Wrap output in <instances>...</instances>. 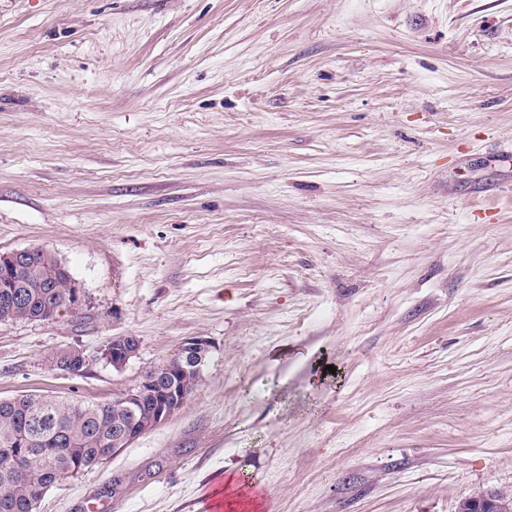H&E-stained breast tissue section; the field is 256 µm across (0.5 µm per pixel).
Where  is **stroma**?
<instances>
[{
  "instance_id": "1",
  "label": "stroma",
  "mask_w": 512,
  "mask_h": 512,
  "mask_svg": "<svg viewBox=\"0 0 512 512\" xmlns=\"http://www.w3.org/2000/svg\"><path fill=\"white\" fill-rule=\"evenodd\" d=\"M34 246L83 301L0 322V399L109 402L210 344L38 512L512 491V0H0V252ZM68 347L81 375L45 362ZM140 348V340L137 336L123 335L112 337L107 348L101 350L100 358L105 360L112 368L122 370L134 358Z\"/></svg>"
}]
</instances>
